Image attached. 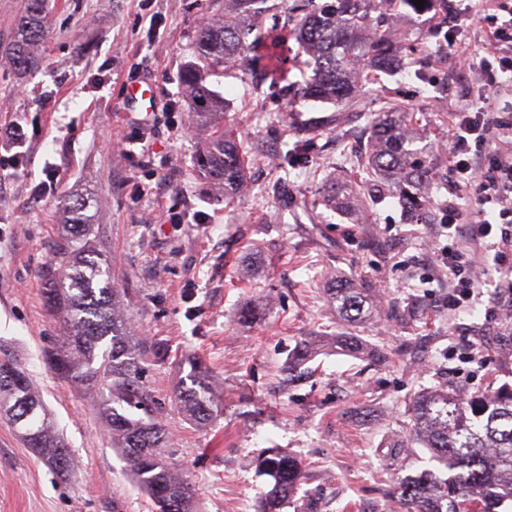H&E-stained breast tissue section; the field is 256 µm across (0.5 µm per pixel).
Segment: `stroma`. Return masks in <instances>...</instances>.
I'll return each mask as SVG.
<instances>
[{"mask_svg": "<svg viewBox=\"0 0 512 512\" xmlns=\"http://www.w3.org/2000/svg\"><path fill=\"white\" fill-rule=\"evenodd\" d=\"M25 0H0V124L23 126L27 163L0 180V360L24 367L63 436L75 468L57 474L0 417V512H156L112 446L97 389H78L46 361L63 333L42 279L71 215L62 195H81L99 228L98 247L143 342V383L167 433L164 456L190 480L196 512H258L272 480L262 460L295 457L305 479L281 512H389L399 478L429 453L411 443V403L432 388L477 393L512 386V310L494 307L506 271L477 262L484 295L448 307L447 270L427 243L431 224H407L397 199L363 221L322 203L325 186L355 180L353 161L369 134L368 113L393 99L421 120L432 143L429 208L442 217L455 182L449 151L453 112L482 92L456 57L482 48L475 0H448V23L397 10L407 76L382 77L359 110L286 154L296 119L326 117L336 104L285 102L256 89L246 68L209 72L224 98L225 125L248 157L254 194L226 201L194 169L201 141L185 135L178 80L197 54L201 18L224 0H45L48 37L36 70L11 51ZM150 80L157 107L127 108L126 84ZM55 189L41 191L51 170ZM186 217L173 224L170 212ZM347 279L372 289L354 326L331 289ZM359 337L384 361L350 353L336 339ZM482 359H467L469 343ZM311 347L302 376L288 356ZM202 359L220 409L207 424L174 401L176 357Z\"/></svg>", "mask_w": 512, "mask_h": 512, "instance_id": "1", "label": "stroma"}]
</instances>
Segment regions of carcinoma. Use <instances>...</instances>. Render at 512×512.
<instances>
[{
  "mask_svg": "<svg viewBox=\"0 0 512 512\" xmlns=\"http://www.w3.org/2000/svg\"><path fill=\"white\" fill-rule=\"evenodd\" d=\"M44 0H27L14 36L12 51L18 68L33 61L31 47L46 40L42 23ZM268 0H224V16L198 30L197 58L225 66L245 65L262 81L276 86L288 81L286 63L306 57L309 80L297 88L298 100L340 101L357 107L359 92L377 80L379 72L397 62L395 33L383 6L389 0H334L287 16L281 26H265ZM295 42L291 47L289 42ZM193 126L209 129L196 157L199 176L224 186V196L241 194L246 168L237 142L219 125L224 98L208 89L199 68L188 66L180 75ZM371 138L357 161L367 179L380 183L379 194L342 181L324 191V204L338 210H361L382 202L394 190L408 211L422 206L419 192L432 182L433 168L415 147L414 117L388 102L370 114ZM106 259L96 249L93 225L72 223L42 272L47 303L64 314L65 331L51 352L56 372L87 388L102 389V414L139 487L160 512H192L190 482L175 474L163 459L162 421L154 400L141 381L140 348L132 342V325L111 285ZM344 319L359 322L371 289L344 281L333 289ZM303 347L288 360V377L301 374L309 361ZM189 367L175 390L176 404L196 423H206L218 409L211 373L199 359L180 360ZM23 369L0 361V416L17 432L29 425L38 441L28 443L59 471L70 470L72 459L64 439L54 430L50 414L29 375L14 393V373ZM411 435L431 452L433 467L397 482L398 512H502L512 505V387L475 397L467 407L448 390L423 391L412 401ZM273 489L260 512H279L281 502L305 479L300 463L287 454L263 461Z\"/></svg>",
  "mask_w": 512,
  "mask_h": 512,
  "instance_id": "1",
  "label": "carcinoma"
}]
</instances>
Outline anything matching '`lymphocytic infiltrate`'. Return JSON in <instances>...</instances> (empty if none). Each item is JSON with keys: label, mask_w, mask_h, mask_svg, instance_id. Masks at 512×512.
<instances>
[{"label": "lymphocytic infiltrate", "mask_w": 512, "mask_h": 512, "mask_svg": "<svg viewBox=\"0 0 512 512\" xmlns=\"http://www.w3.org/2000/svg\"><path fill=\"white\" fill-rule=\"evenodd\" d=\"M504 0H481L489 35L479 55H468L460 69L476 70L487 88H501L498 76L512 73V24L501 26L496 13ZM450 135L456 171V188L465 190L475 214L464 218L456 198L448 200V221L434 233L433 255L452 274L448 307L470 306L480 293L474 276V244L491 250L495 266L512 271V113L487 110L472 102L454 112Z\"/></svg>", "instance_id": "f902f5d3"}]
</instances>
